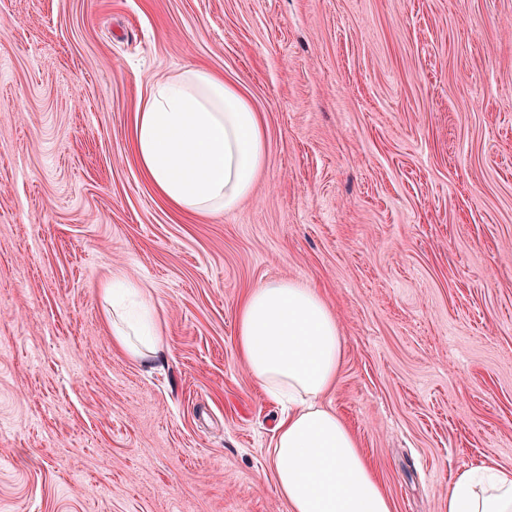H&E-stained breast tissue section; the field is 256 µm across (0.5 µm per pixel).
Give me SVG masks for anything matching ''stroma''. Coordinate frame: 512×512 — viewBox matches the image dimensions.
Wrapping results in <instances>:
<instances>
[{"instance_id":"35a3bbf8","label":"stroma","mask_w":512,"mask_h":512,"mask_svg":"<svg viewBox=\"0 0 512 512\" xmlns=\"http://www.w3.org/2000/svg\"><path fill=\"white\" fill-rule=\"evenodd\" d=\"M189 64L266 126L232 213L137 168L139 95ZM123 279L154 367L112 341ZM282 279L336 315L327 400L395 512L512 468V0H0V512H287L236 348ZM123 293H114L106 286L103 294L112 297V339L133 360L152 366L162 356L163 340L151 310L142 302L126 303L125 297L139 298L141 288L133 281H126Z\"/></svg>"}]
</instances>
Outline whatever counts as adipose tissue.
Wrapping results in <instances>:
<instances>
[{"label":"adipose tissue","mask_w":512,"mask_h":512,"mask_svg":"<svg viewBox=\"0 0 512 512\" xmlns=\"http://www.w3.org/2000/svg\"><path fill=\"white\" fill-rule=\"evenodd\" d=\"M137 167L175 212L230 213L247 199L267 160L259 112L233 84L199 67L156 81L134 114ZM112 339L150 366L164 351L140 287L104 288ZM237 349L254 383L287 405L269 461L288 512H393L357 439L324 401L339 375L343 338L317 288L288 279L251 288L237 312ZM442 512H512V468L461 464Z\"/></svg>","instance_id":"1"}]
</instances>
